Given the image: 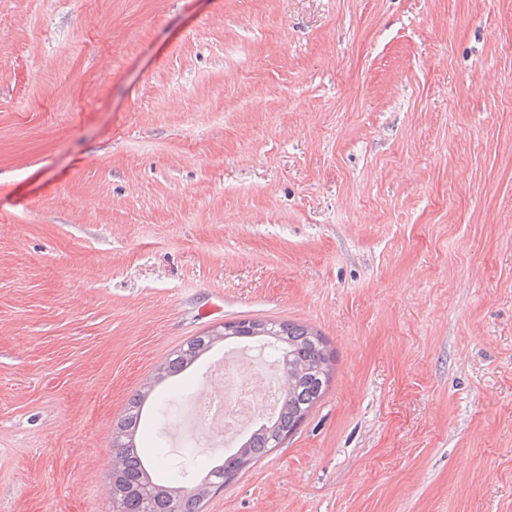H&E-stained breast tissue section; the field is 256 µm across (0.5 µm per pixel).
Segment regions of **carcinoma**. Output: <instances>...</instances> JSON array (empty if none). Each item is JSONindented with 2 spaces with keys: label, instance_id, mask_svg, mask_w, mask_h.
<instances>
[{
  "label": "carcinoma",
  "instance_id": "carcinoma-1",
  "mask_svg": "<svg viewBox=\"0 0 512 512\" xmlns=\"http://www.w3.org/2000/svg\"><path fill=\"white\" fill-rule=\"evenodd\" d=\"M248 337H268L269 346L281 352L286 388L276 417L245 440L237 451L213 467L192 489L157 482L145 466L136 436L151 388L129 400L124 414L113 426L112 463L115 469L108 486L112 512H200L202 502L224 489L229 473L249 469L281 444L326 393L332 377L333 352L318 333L290 322L249 321ZM238 336L234 331L211 330L195 336L176 349L159 370L177 375L188 369L217 342Z\"/></svg>",
  "mask_w": 512,
  "mask_h": 512
}]
</instances>
